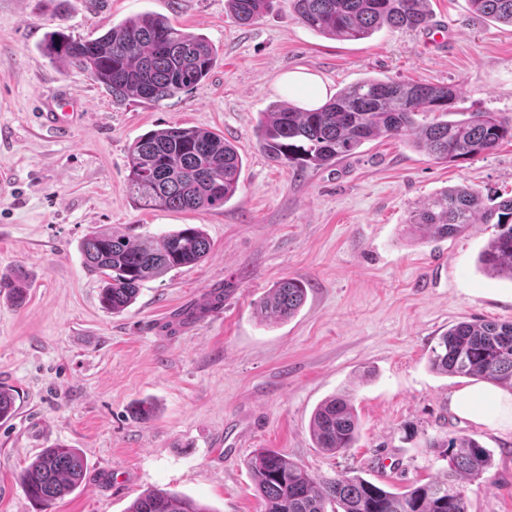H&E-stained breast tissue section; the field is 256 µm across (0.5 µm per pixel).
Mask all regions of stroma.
I'll return each mask as SVG.
<instances>
[{
  "instance_id": "35a3bbf8",
  "label": "stroma",
  "mask_w": 512,
  "mask_h": 512,
  "mask_svg": "<svg viewBox=\"0 0 512 512\" xmlns=\"http://www.w3.org/2000/svg\"><path fill=\"white\" fill-rule=\"evenodd\" d=\"M431 10L448 32L440 44L422 30L329 39L299 23L288 0L249 26L232 22L225 0H0V272L19 268L31 281L22 306L0 295V384L17 392L15 416L0 422V512H38L20 475L58 444L81 450L87 474L50 512H125L153 488L210 512H262L246 466L256 449L316 477L354 468L402 491L441 475L431 443L451 434L492 458L467 485L470 512H512V433L455 414L449 397L466 378L428 365L449 326L512 322V281L478 264L497 228L421 242L406 224L446 187L512 196V141L443 163L381 137L301 171L271 162L256 141L261 112L284 100L280 76L294 70L332 93L371 76L453 83L451 111L512 117V27L476 17L468 0H431ZM144 11L215 48L216 66L191 91L118 104L40 49L57 25L91 39ZM65 94L82 101L80 119L65 133L40 126L43 103ZM173 125L238 147V190L223 208L147 209L127 193L131 145ZM186 224L202 227L208 255L146 282L123 312L103 309L84 238H156ZM288 277L307 287L299 314L259 320L256 301ZM343 389L360 430L335 456L316 448L310 421ZM141 401L154 403L152 418H133Z\"/></svg>"
}]
</instances>
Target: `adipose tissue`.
Returning a JSON list of instances; mask_svg holds the SVG:
<instances>
[{"mask_svg":"<svg viewBox=\"0 0 512 512\" xmlns=\"http://www.w3.org/2000/svg\"><path fill=\"white\" fill-rule=\"evenodd\" d=\"M278 89L283 96L306 109L321 106L327 99L323 80L306 71L284 74ZM453 412L494 430H512V392L487 382H478L454 392L449 398Z\"/></svg>","mask_w":512,"mask_h":512,"instance_id":"adipose-tissue-1","label":"adipose tissue"}]
</instances>
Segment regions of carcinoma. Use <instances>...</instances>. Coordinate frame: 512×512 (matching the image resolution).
<instances>
[{
	"mask_svg": "<svg viewBox=\"0 0 512 512\" xmlns=\"http://www.w3.org/2000/svg\"><path fill=\"white\" fill-rule=\"evenodd\" d=\"M295 19L324 36L363 39L391 31L428 28L430 0H290ZM479 17L512 25V0H468ZM230 17L248 26L269 12L272 0H227ZM42 53L86 73L123 103H159L200 84L216 63V51L202 35L177 28L168 18L142 13L102 35L75 40L64 27L47 35ZM456 84L364 79L335 93L315 110L278 104L264 113L256 132L266 157L285 166L334 164L367 141L387 136L409 142L435 160L474 159L512 140V118L475 112L448 120ZM420 112L441 119L419 124ZM243 166L238 148L203 128L172 126L141 136L128 156L126 191L141 206L175 210L218 209L236 194ZM406 224L421 240L455 237L472 224L498 228L480 252L488 276L512 281V197L496 201L472 187L446 188L413 208ZM210 242L201 227L187 225L160 239L137 242L99 230L82 243L87 269L104 282L100 301L114 313L138 297L144 283L200 263ZM27 274L0 275V293L20 306L28 295ZM306 289L296 278L277 282L256 302L260 320H287L304 304ZM432 371L487 381L512 389V323L460 322L431 348ZM15 390L0 384V420L15 414ZM359 418L351 395L334 393L314 410L310 431L316 447L336 455L353 447ZM447 469L442 476L404 492H393L359 474L316 478L300 463L260 448L246 461L256 479L263 512H469L464 481L482 477L491 454L471 436L434 440ZM87 470L82 452L66 445L43 449L21 475L26 496L41 512L71 494ZM126 512H210L164 489L136 497Z\"/></svg>",
	"mask_w": 512,
	"mask_h": 512,
	"instance_id": "cac0c4a2",
	"label": "carcinoma"
}]
</instances>
